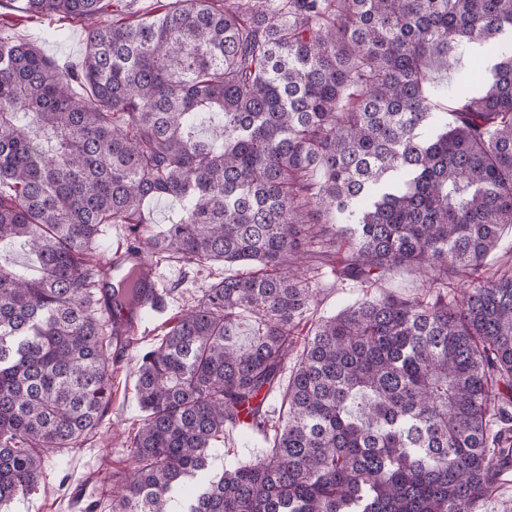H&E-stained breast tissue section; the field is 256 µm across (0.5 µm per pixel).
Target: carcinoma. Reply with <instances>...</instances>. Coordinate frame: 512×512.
<instances>
[{
    "label": "carcinoma",
    "instance_id": "cac0c4a2",
    "mask_svg": "<svg viewBox=\"0 0 512 512\" xmlns=\"http://www.w3.org/2000/svg\"><path fill=\"white\" fill-rule=\"evenodd\" d=\"M86 24L77 65L0 37V508L94 437L129 250L239 266L137 355L144 419L108 512H485L512 468V0H169L98 24L112 0H6ZM468 55L438 111L431 68ZM152 200L173 222L141 239ZM372 288L312 320L319 270ZM467 287L448 291L457 278ZM305 335L288 385L295 338ZM261 434L218 471L226 431ZM512 260V226L504 228L498 250L488 261V274L491 276L497 269ZM425 277L418 271L403 267L395 270L385 280L369 289L371 295L392 294L400 297H414L424 293Z\"/></svg>",
    "mask_w": 512,
    "mask_h": 512
}]
</instances>
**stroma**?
<instances>
[{
  "label": "stroma",
  "instance_id": "1",
  "mask_svg": "<svg viewBox=\"0 0 512 512\" xmlns=\"http://www.w3.org/2000/svg\"><path fill=\"white\" fill-rule=\"evenodd\" d=\"M62 28L59 39L44 38L50 28ZM0 36L37 41L44 54L59 62H78L84 50L85 26L78 22L45 18L39 21H16L15 25L0 26ZM308 262L321 267L322 259L309 257ZM156 272L167 288L166 315L177 313L190 303L200 289L222 273L218 264L187 266L174 259L155 258ZM322 269V267H321ZM317 316H331L345 306L361 300L364 288L355 284H339L330 270L322 269L316 282ZM155 320L140 322L134 344L112 365V406L91 443L64 452V470L50 467L45 471V489L14 501L8 512H84L90 499L108 501L112 481L131 467L130 451L125 445L128 432L137 429L144 414L135 397L136 356L157 339Z\"/></svg>",
  "mask_w": 512,
  "mask_h": 512
}]
</instances>
